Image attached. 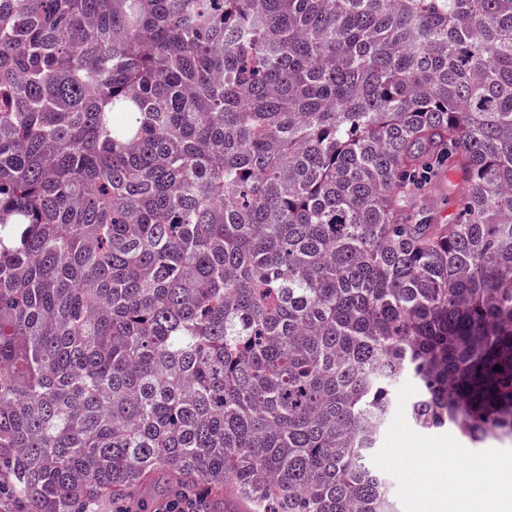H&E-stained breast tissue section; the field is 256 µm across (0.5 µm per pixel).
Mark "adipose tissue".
Returning <instances> with one entry per match:
<instances>
[{"label": "adipose tissue", "instance_id": "1", "mask_svg": "<svg viewBox=\"0 0 512 512\" xmlns=\"http://www.w3.org/2000/svg\"><path fill=\"white\" fill-rule=\"evenodd\" d=\"M488 469L499 474L491 487L482 480ZM411 478L425 487L415 504L417 512H512V461L508 458L486 457L470 470L451 473L428 455L415 463Z\"/></svg>", "mask_w": 512, "mask_h": 512}]
</instances>
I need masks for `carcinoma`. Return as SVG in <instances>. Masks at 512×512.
Returning a JSON list of instances; mask_svg holds the SVG:
<instances>
[{
  "label": "carcinoma",
  "instance_id": "1",
  "mask_svg": "<svg viewBox=\"0 0 512 512\" xmlns=\"http://www.w3.org/2000/svg\"><path fill=\"white\" fill-rule=\"evenodd\" d=\"M448 154L463 220L408 224ZM501 370H496L495 366ZM419 429L512 440V0H0V477L160 470L396 512Z\"/></svg>",
  "mask_w": 512,
  "mask_h": 512
}]
</instances>
